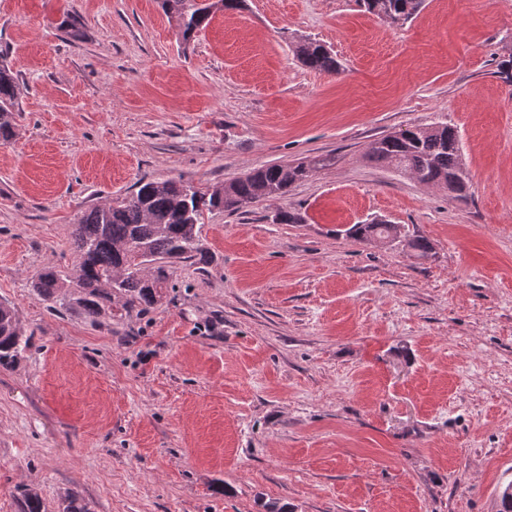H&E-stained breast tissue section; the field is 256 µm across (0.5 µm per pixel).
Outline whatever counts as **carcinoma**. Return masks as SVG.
Instances as JSON below:
<instances>
[{
	"instance_id": "obj_1",
	"label": "carcinoma",
	"mask_w": 512,
	"mask_h": 512,
	"mask_svg": "<svg viewBox=\"0 0 512 512\" xmlns=\"http://www.w3.org/2000/svg\"><path fill=\"white\" fill-rule=\"evenodd\" d=\"M366 10L394 24H403L420 10L423 0H362ZM242 0H160L165 14L173 18L182 39L188 42L210 21L217 9H234ZM58 29L72 39L84 37L79 14L63 15ZM302 64L315 71L337 73L340 63L317 42L296 47ZM19 112L18 77L9 64L0 63V139L14 136ZM457 130L448 125L401 130L371 143L366 156L384 163L428 187H438L456 198L465 197L466 173L460 155ZM332 155L305 163L261 166L221 187H199L184 178L163 181L141 179L133 191L87 210L75 224V261L65 271L41 272L33 288L44 301L75 309L91 321L110 318L114 312L143 311L156 305L168 288V265L178 261L209 260L202 227L209 214L238 212L255 203L280 200L289 189L313 172L335 164ZM274 224H303L297 211L279 208ZM345 235L360 241L393 242L401 237L396 224L373 219L354 224ZM14 310L0 303V367L17 363L31 347ZM18 512H52L41 494L28 487L16 496ZM57 512H91L77 492L67 493Z\"/></svg>"
}]
</instances>
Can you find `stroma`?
<instances>
[{
  "mask_svg": "<svg viewBox=\"0 0 512 512\" xmlns=\"http://www.w3.org/2000/svg\"><path fill=\"white\" fill-rule=\"evenodd\" d=\"M77 12L82 41L57 24ZM306 38L342 64L295 56ZM18 73L0 142V302L32 345L0 368V512L16 488L94 512H498L512 482V0H245L189 45L159 0H0ZM457 129L468 191L366 159ZM332 153L286 199L209 215L146 311L86 321L33 293L85 210L141 179L215 187ZM304 214L275 224L278 208ZM379 218L402 240L342 236ZM422 236L427 256L406 238ZM362 2L368 12L394 24L409 21L419 12L423 4V0H362Z\"/></svg>",
  "mask_w": 512,
  "mask_h": 512,
  "instance_id": "35a3bbf8",
  "label": "stroma"
}]
</instances>
